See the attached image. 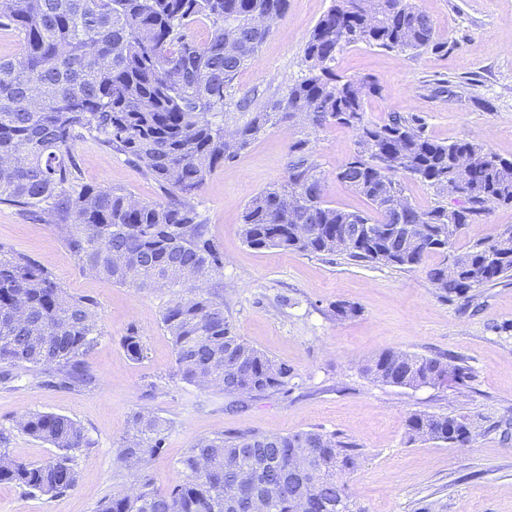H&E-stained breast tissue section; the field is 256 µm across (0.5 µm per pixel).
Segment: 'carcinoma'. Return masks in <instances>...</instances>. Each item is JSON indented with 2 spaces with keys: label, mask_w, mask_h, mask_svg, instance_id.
<instances>
[{
  "label": "carcinoma",
  "mask_w": 512,
  "mask_h": 512,
  "mask_svg": "<svg viewBox=\"0 0 512 512\" xmlns=\"http://www.w3.org/2000/svg\"><path fill=\"white\" fill-rule=\"evenodd\" d=\"M287 6L288 0H0V28L15 31L23 48L20 58L0 60V158L8 159L0 164V205L55 225L83 271L120 286L175 289L161 318L175 375L240 396L286 386L289 369L235 335L224 304L204 292L221 274L224 257L192 196L280 112L304 109L315 128L333 120L357 131V150L339 167L338 179L363 196L373 214L325 202L323 172L300 141L284 183L262 190L244 208L241 234L248 246L338 252L401 270L441 255L427 275L448 298L512 277V227L465 252L452 251L465 225L495 206H512V160L469 140H435L413 115L394 112L382 124L371 122L364 102L379 93L378 84L333 71L337 54L360 42L404 52L443 47L429 15L411 0H334L305 42V77L271 111L252 113L234 141H224V124L215 118L224 112L234 78L270 35L256 28L254 18L282 17ZM199 21L211 26L204 43L185 32ZM88 138L133 157L168 200L141 202L124 191L80 183L72 148ZM380 178L400 194L403 181L416 178L459 193L463 202L451 211L410 207L412 223L424 228L420 243H388L378 235L336 250L337 225L390 223L392 196L374 193ZM290 195L299 203L292 210L285 203ZM297 224L311 225L313 237L293 232ZM94 308L90 299L68 295L26 254L0 247V363L53 366L63 384L90 383L82 358L96 341ZM122 346L129 358L143 357L136 329L122 337ZM363 372L412 389L468 377L453 357L395 351L379 354ZM130 423L132 433L114 451L129 486L102 501L97 512H246L226 491L244 472L258 498L268 485L278 486L269 512H296L304 496L314 499L313 512L347 510L345 477L358 467L360 453L334 434L217 432L181 457V480L161 494L146 465L162 448L169 424L144 409L133 412ZM405 426L411 442L457 444L471 435L467 422L449 414L412 413ZM17 428L59 453L32 465L0 452V482L51 496L73 489L76 453L90 444L84 427L66 416L31 412ZM298 448L308 458L299 473L292 464Z\"/></svg>",
  "instance_id": "carcinoma-1"
}]
</instances>
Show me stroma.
<instances>
[{"mask_svg": "<svg viewBox=\"0 0 512 512\" xmlns=\"http://www.w3.org/2000/svg\"><path fill=\"white\" fill-rule=\"evenodd\" d=\"M413 2L431 17L442 48L413 53L357 43L337 55L336 74L377 80L379 94L365 101L370 121L413 114L439 141L472 140L512 158V0ZM331 4L288 0L257 60L233 82L225 129L287 97L307 70L306 38ZM301 140L324 171V200L366 209V200L336 177L356 150L355 130L333 121L314 128L296 118L266 125L193 199L224 256L223 272L207 291L223 301L237 336L290 369L286 387L248 397L173 379V345L161 324L170 289L119 286L83 272L53 225L0 205V245L50 270L68 294L94 300L100 331L83 359L90 384L51 386L23 366L9 368L8 381L0 382V433L11 458L42 464L57 453L16 429L28 412L70 417L91 440L76 456L74 489L52 498L0 483V512H96L128 482L113 468V451L129 431L130 415L143 407L171 423L148 465L161 493L178 481V461L199 439L220 431L316 430L362 450L360 466L347 477L357 512H512V277L473 289L471 301L448 300L427 276L432 256L403 271L356 265L340 255L247 246L241 236L245 205L285 180L291 148ZM73 154L82 182L121 188L144 202L167 199L140 166L93 140L77 142ZM510 226L512 207H494L465 226L454 248L466 251ZM340 303L354 305L356 315L337 317ZM132 327L145 346L138 361L121 345ZM386 350L449 354L469 376L440 388L385 385L362 368ZM414 412L467 418L472 438L454 445L409 442L405 420Z\"/></svg>", "mask_w": 512, "mask_h": 512, "instance_id": "stroma-1", "label": "stroma"}]
</instances>
